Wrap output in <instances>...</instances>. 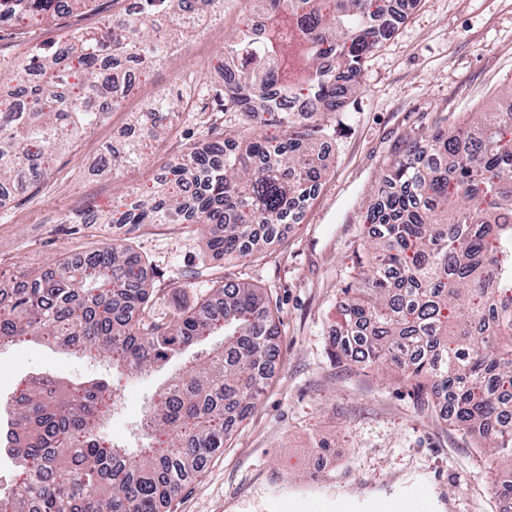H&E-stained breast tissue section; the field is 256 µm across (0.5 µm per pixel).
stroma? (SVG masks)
Listing matches in <instances>:
<instances>
[{"instance_id": "35a3bbf8", "label": "stroma", "mask_w": 512, "mask_h": 512, "mask_svg": "<svg viewBox=\"0 0 512 512\" xmlns=\"http://www.w3.org/2000/svg\"><path fill=\"white\" fill-rule=\"evenodd\" d=\"M400 8L403 22L364 62L361 94L331 121L318 192L273 241L224 257L207 246L215 226L201 233L185 224H140L123 234L144 264L153 317L193 308L218 285L248 282L269 295L280 319L273 376L224 452L168 512H263L269 498L308 493L398 501L418 482L430 488L432 512H501L508 499L494 492L481 449L424 410L411 385L330 355L336 301L352 281L354 250L370 230L365 212L384 167L435 126L512 102V0H402ZM257 14L254 0H224L223 13L184 42L176 60L142 71L135 92L60 156L46 181L0 204L1 281L100 248L113 237L111 225L80 224L77 216L111 213L134 194L152 196L171 163L237 124L234 112L176 114L148 164L119 177L97 171L102 144L122 141L157 96L180 93L190 77L203 91L223 84L217 59L224 43ZM183 365L179 359L111 374L88 355L16 338L0 344V402L37 375L68 383L112 377L119 404L103 434L129 448L152 395Z\"/></svg>"}]
</instances>
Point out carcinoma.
I'll return each instance as SVG.
<instances>
[{
	"label": "carcinoma",
	"instance_id": "carcinoma-1",
	"mask_svg": "<svg viewBox=\"0 0 512 512\" xmlns=\"http://www.w3.org/2000/svg\"><path fill=\"white\" fill-rule=\"evenodd\" d=\"M95 0H0L20 31L70 15ZM257 38L245 25L224 45L220 112L240 122L209 151L192 152L150 198L117 215L67 224L224 225L212 250L243 254L261 234L293 219L296 201L318 185L316 149L329 121L361 87L368 54L395 30L391 0H259ZM199 22L191 0H136L93 29H63L33 44L0 75V198L34 186L57 156L94 130L124 99L129 66L174 59ZM197 84L156 98L122 148L105 143L98 172L141 165L146 142L177 112H204ZM278 126L285 136L255 134ZM429 153L409 142L388 164L365 223L353 282L341 289L330 346L338 361L381 363L412 383L424 402L476 440L495 464L492 485H512V110L476 112L437 129ZM0 300V342L46 339L112 363L148 370L181 357L224 329V349L181 368L150 402L136 451L100 435L110 406L104 378L76 385L33 377L12 401L5 444L23 467V490L0 494V512H165L224 451L271 376L279 336L259 288L223 284L197 311L142 319L149 288L137 256L118 238L83 266L25 274Z\"/></svg>",
	"mask_w": 512,
	"mask_h": 512
}]
</instances>
